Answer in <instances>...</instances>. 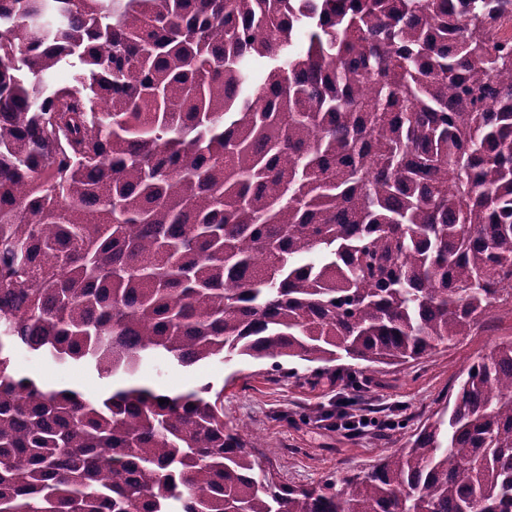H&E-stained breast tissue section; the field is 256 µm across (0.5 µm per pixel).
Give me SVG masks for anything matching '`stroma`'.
<instances>
[{
	"label": "stroma",
	"instance_id": "stroma-1",
	"mask_svg": "<svg viewBox=\"0 0 512 512\" xmlns=\"http://www.w3.org/2000/svg\"><path fill=\"white\" fill-rule=\"evenodd\" d=\"M512 337V315L493 311L471 335L459 337L417 362L391 369L368 371L356 361L332 363L284 361L276 372L268 361L239 358L211 361L187 369L175 361L153 360L138 377L162 389L189 390L211 385L224 393V420L228 427L260 436L257 456L281 485H318L339 480L350 471L369 470L442 412L468 367L490 353L504 338ZM18 365L58 386L80 383L84 393L99 397L112 387L87 364L60 366L25 350L16 354ZM366 384L360 402H353L349 377ZM343 410L352 415L403 419V426L374 434L350 435L333 428L324 412Z\"/></svg>",
	"mask_w": 512,
	"mask_h": 512
}]
</instances>
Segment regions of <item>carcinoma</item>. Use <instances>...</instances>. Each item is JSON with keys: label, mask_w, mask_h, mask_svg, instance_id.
I'll return each instance as SVG.
<instances>
[{"label": "carcinoma", "mask_w": 512, "mask_h": 512, "mask_svg": "<svg viewBox=\"0 0 512 512\" xmlns=\"http://www.w3.org/2000/svg\"><path fill=\"white\" fill-rule=\"evenodd\" d=\"M511 10L0 0V512H512V339L339 489L275 485L210 386L136 378L399 366L512 313ZM16 361L25 372L36 373L57 386H67L79 382L82 390L88 396H103L112 388V378L100 377L95 369L88 364L59 366L26 350L17 352Z\"/></svg>", "instance_id": "obj_1"}]
</instances>
